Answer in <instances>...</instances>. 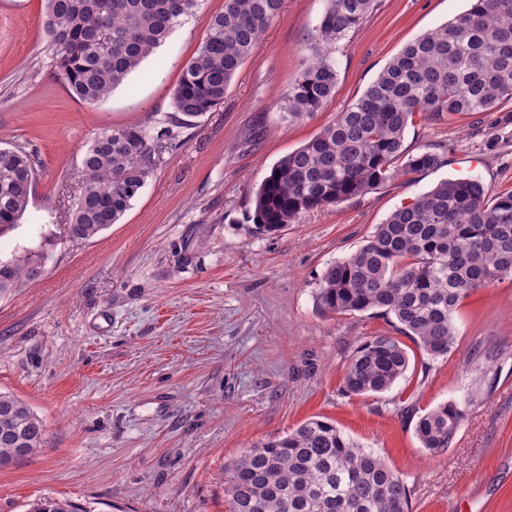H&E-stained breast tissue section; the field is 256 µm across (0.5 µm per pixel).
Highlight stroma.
I'll return each mask as SVG.
<instances>
[{
    "instance_id": "obj_1",
    "label": "stroma",
    "mask_w": 512,
    "mask_h": 512,
    "mask_svg": "<svg viewBox=\"0 0 512 512\" xmlns=\"http://www.w3.org/2000/svg\"><path fill=\"white\" fill-rule=\"evenodd\" d=\"M327 5L283 0L223 104L159 148L121 221L71 243L63 226L86 148L107 128L165 125L182 69L224 0H201L98 109L57 74L45 0H0V146L37 161L29 207L0 239V258L45 256L39 279L0 296V390L45 427L42 449L0 466V512H25L44 496L82 512H230L225 462L315 415L398 472L412 512H512V279L461 303L447 357L405 340V376L372 396L343 392L342 379L360 340L395 328L367 312L323 316L313 301L328 264L441 180L512 191V100L414 116L404 145L439 154L438 169L395 176L275 234L250 229L249 188L469 0H378L333 53V97L313 117L281 120ZM447 402L462 404L464 418L447 451L433 455L415 423Z\"/></svg>"
}]
</instances>
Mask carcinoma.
Listing matches in <instances>:
<instances>
[{
    "instance_id": "1",
    "label": "carcinoma",
    "mask_w": 512,
    "mask_h": 512,
    "mask_svg": "<svg viewBox=\"0 0 512 512\" xmlns=\"http://www.w3.org/2000/svg\"><path fill=\"white\" fill-rule=\"evenodd\" d=\"M197 0H47L43 29L59 76L80 101L100 106L196 7ZM377 0H329L312 55L282 97L284 118H310L332 97L331 51L376 10ZM282 0H224L172 95L171 126L105 129L82 158L84 191L74 200L72 234L92 240L118 223L155 171L161 140L224 103L238 69ZM512 99V0H471L452 22L407 43L346 111L281 158L252 190L250 220L274 233L310 211L364 196L389 180L438 168L441 157L406 154L413 116L488 112ZM34 158L0 149V237L26 212ZM43 257L0 259V295L37 280ZM512 276V191L492 194L478 179L439 182L392 212L353 254L326 267L314 297L322 315L372 312L431 357L456 340L454 314L480 289ZM409 354L388 335L363 339L344 376L350 395L385 392L404 376ZM455 403L421 415L415 435L433 454L447 450L462 421ZM44 425L21 400L0 392V466L42 447ZM232 512H410L399 473L333 422L312 416L283 436L241 451L224 467ZM27 512H78L44 497Z\"/></svg>"
}]
</instances>
